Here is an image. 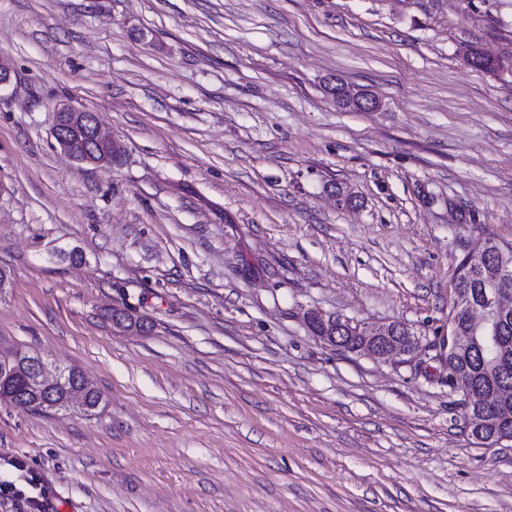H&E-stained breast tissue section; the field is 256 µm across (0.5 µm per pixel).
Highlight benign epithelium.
Segmentation results:
<instances>
[{
	"label": "benign epithelium",
	"mask_w": 512,
	"mask_h": 512,
	"mask_svg": "<svg viewBox=\"0 0 512 512\" xmlns=\"http://www.w3.org/2000/svg\"><path fill=\"white\" fill-rule=\"evenodd\" d=\"M336 98L347 102H356L362 110L371 112L378 104L376 98L365 94L351 95L342 84H337ZM57 147L72 160L90 164L100 168L112 165V159L118 155V147L112 136L101 126L97 115L74 105H64L54 112L51 128ZM512 311V292L493 290L485 294V299L473 307L474 317L480 321V329L484 331V342L488 349L496 352L501 348L502 338L499 330L490 318L494 312L505 317ZM355 331L364 338L362 349L375 358L383 361L397 356L410 355L396 344L380 341L379 335L369 332V328L354 324L341 317L336 318V332ZM22 368L27 377L28 390L38 397L52 399L56 389L68 386L69 393L63 405L53 408L63 410L78 409L84 413L89 409L90 395L102 399L101 393L91 386L81 370L77 368L52 366L42 358L27 355L21 351L0 352V381L6 382L12 373Z\"/></svg>",
	"instance_id": "1"
}]
</instances>
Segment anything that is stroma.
Listing matches in <instances>:
<instances>
[{"label":"stroma","mask_w":512,"mask_h":512,"mask_svg":"<svg viewBox=\"0 0 512 512\" xmlns=\"http://www.w3.org/2000/svg\"><path fill=\"white\" fill-rule=\"evenodd\" d=\"M473 47H512V0H0V349L103 395L0 403V512H512V442L448 390L456 265L512 243V84ZM63 103L112 167L56 148ZM51 136L57 147L78 163L106 168L118 155L116 143L97 115L74 105H63L54 112ZM77 140L85 143L83 151L76 148ZM335 319L336 335L339 332H344L345 330H355L357 333L351 334L346 332L344 334H339V342L336 343L338 350L350 353L358 352L357 348L361 341V337L358 334H360L365 339L362 345V349H364L365 352L369 353L374 358H379L382 361H388L394 357L402 355L414 357L416 353L422 351V346L418 343V349L411 354L410 352L401 349L397 344L381 342L379 335L371 334L368 327L360 326L358 324L353 325L351 321L337 316H332L330 321Z\"/></svg>","instance_id":"obj_1"}]
</instances>
